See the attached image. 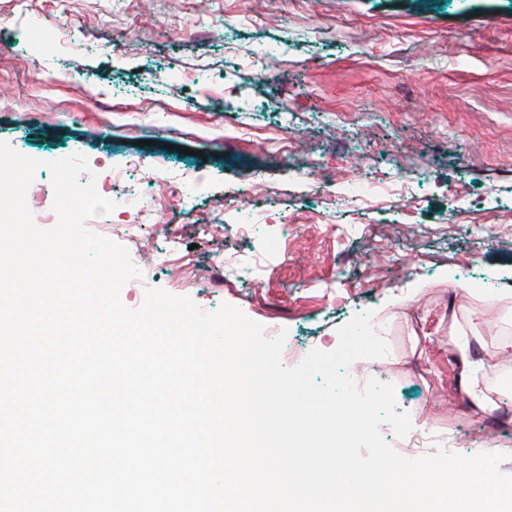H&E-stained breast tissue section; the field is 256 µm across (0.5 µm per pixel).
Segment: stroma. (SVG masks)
I'll return each mask as SVG.
<instances>
[{
  "label": "stroma",
  "instance_id": "1",
  "mask_svg": "<svg viewBox=\"0 0 512 512\" xmlns=\"http://www.w3.org/2000/svg\"><path fill=\"white\" fill-rule=\"evenodd\" d=\"M0 141L43 163L35 222L74 147L138 197L100 223L204 311L305 353L372 312L389 352L349 374L512 474V0H0ZM464 340L493 411L448 390Z\"/></svg>",
  "mask_w": 512,
  "mask_h": 512
}]
</instances>
